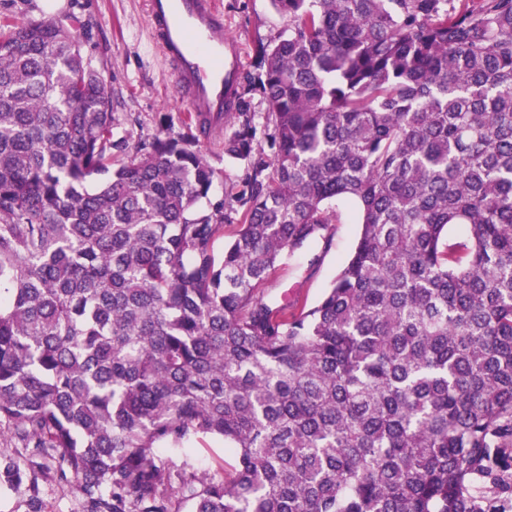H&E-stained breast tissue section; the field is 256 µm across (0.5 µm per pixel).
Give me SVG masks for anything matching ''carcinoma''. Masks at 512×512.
Instances as JSON below:
<instances>
[{
	"instance_id": "1",
	"label": "carcinoma",
	"mask_w": 512,
	"mask_h": 512,
	"mask_svg": "<svg viewBox=\"0 0 512 512\" xmlns=\"http://www.w3.org/2000/svg\"><path fill=\"white\" fill-rule=\"evenodd\" d=\"M270 3L267 148L249 101L224 113L241 213L209 198L205 122L130 150L71 29L0 15V488L26 512L45 483L77 512L512 495V0ZM346 203L321 300L260 295ZM208 437L230 477L195 468Z\"/></svg>"
}]
</instances>
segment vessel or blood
I'll list each match as a JSON object with an SVG mask.
<instances>
[{
    "label": "vessel or blood",
    "mask_w": 512,
    "mask_h": 512,
    "mask_svg": "<svg viewBox=\"0 0 512 512\" xmlns=\"http://www.w3.org/2000/svg\"><path fill=\"white\" fill-rule=\"evenodd\" d=\"M148 13L152 40L177 73L178 93L218 132L238 91L243 55L223 35L217 0H148Z\"/></svg>",
    "instance_id": "obj_1"
}]
</instances>
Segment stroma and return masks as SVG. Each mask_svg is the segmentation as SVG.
Instances as JSON below:
<instances>
[{
	"instance_id": "stroma-1",
	"label": "stroma",
	"mask_w": 512,
	"mask_h": 512,
	"mask_svg": "<svg viewBox=\"0 0 512 512\" xmlns=\"http://www.w3.org/2000/svg\"><path fill=\"white\" fill-rule=\"evenodd\" d=\"M224 34L244 49L239 92L251 102L259 134H267L269 106L255 91V44L273 45L288 33V18L273 9L270 0H221ZM0 13L20 20L59 21L74 28L83 54L100 70L112 98V124L117 136L135 145L155 136L186 133L189 106L176 89L173 69L152 42L147 0H59L51 13L39 0H0ZM201 155L223 176L213 186L214 195L230 191L245 174V166L224 154V139L199 143ZM357 226L349 208H342L333 227L330 248L318 265L308 254L286 260L260 284L271 301L299 307L314 306L329 287L355 242Z\"/></svg>"
}]
</instances>
